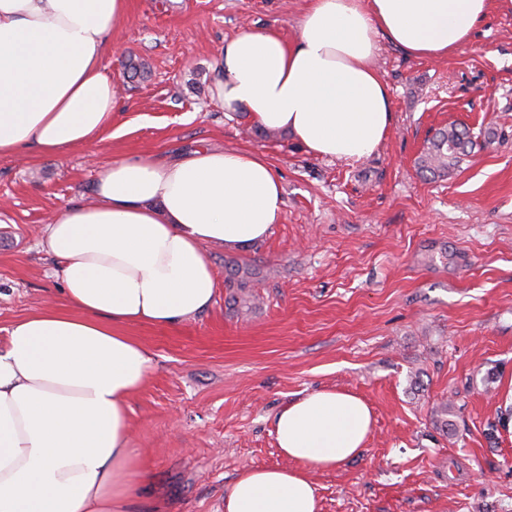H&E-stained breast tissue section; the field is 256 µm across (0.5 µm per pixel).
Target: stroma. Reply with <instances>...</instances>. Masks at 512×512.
<instances>
[{"label":"stroma","mask_w":512,"mask_h":512,"mask_svg":"<svg viewBox=\"0 0 512 512\" xmlns=\"http://www.w3.org/2000/svg\"><path fill=\"white\" fill-rule=\"evenodd\" d=\"M112 36V125L58 156L0 157V347L5 328L60 305L45 228L113 160L174 158L206 146L261 153L284 189L265 241L206 246L214 304L171 326L123 331L150 356L129 402L131 445L148 484L128 512H224L243 471L292 467L274 419L319 389L373 415L358 457L309 477L319 512H512V0H492L448 56L409 57L380 39L373 66L393 120L359 161L264 137L225 111L213 64L246 30L300 35L305 0H128ZM473 131L447 176L417 162L439 128ZM251 308L229 306L232 266ZM448 402L447 429L432 410Z\"/></svg>","instance_id":"1"}]
</instances>
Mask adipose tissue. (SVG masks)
I'll return each mask as SVG.
<instances>
[{
    "mask_svg": "<svg viewBox=\"0 0 512 512\" xmlns=\"http://www.w3.org/2000/svg\"><path fill=\"white\" fill-rule=\"evenodd\" d=\"M490 0H308L297 41L244 31L215 63L228 112L283 130L315 155L358 161L384 140L390 90L372 65L378 36L415 58L466 43ZM128 0H0V157L56 155L112 124L105 64ZM94 203L47 226L64 303L13 323L0 350V512H125L145 476L131 446L129 400L150 358L124 325H171L210 307L204 247L265 240L283 186L261 154L201 148L175 161H113ZM372 427L358 396L307 394L275 418L278 448L302 469L240 474L224 512H318L307 468L359 456Z\"/></svg>",
    "mask_w": 512,
    "mask_h": 512,
    "instance_id": "obj_1",
    "label": "adipose tissue"
}]
</instances>
